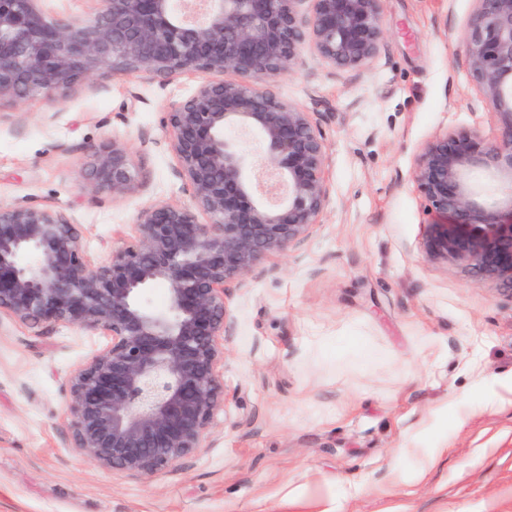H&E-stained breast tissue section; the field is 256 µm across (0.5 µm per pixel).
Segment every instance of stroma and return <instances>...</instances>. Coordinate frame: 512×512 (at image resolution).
<instances>
[{
  "label": "stroma",
  "instance_id": "stroma-1",
  "mask_svg": "<svg viewBox=\"0 0 512 512\" xmlns=\"http://www.w3.org/2000/svg\"><path fill=\"white\" fill-rule=\"evenodd\" d=\"M472 0H383L362 69L312 53L275 94L321 129L328 199L300 243L227 283L226 401L201 449L149 477L69 434L68 378L106 339L0 317V512H512V301L423 251L420 147L500 126L460 48ZM197 75L100 74L0 102V205L65 210L90 258L189 193L166 112ZM129 147L134 190L93 191L92 146Z\"/></svg>",
  "mask_w": 512,
  "mask_h": 512
}]
</instances>
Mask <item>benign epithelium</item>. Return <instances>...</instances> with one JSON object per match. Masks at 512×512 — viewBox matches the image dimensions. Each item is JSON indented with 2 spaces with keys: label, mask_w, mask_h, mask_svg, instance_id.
I'll list each match as a JSON object with an SVG mask.
<instances>
[{
  "label": "benign epithelium",
  "mask_w": 512,
  "mask_h": 512,
  "mask_svg": "<svg viewBox=\"0 0 512 512\" xmlns=\"http://www.w3.org/2000/svg\"><path fill=\"white\" fill-rule=\"evenodd\" d=\"M43 2L0 0V101L51 98L102 73L207 76L165 120L189 202L143 208L103 261L64 210L0 205V315L108 338L68 380L72 442L105 470L151 476L202 447L224 407L226 284L304 240L326 207L322 132L270 85L306 51L339 71L367 66L384 37L382 0H97L77 19ZM474 2L462 55L501 135L433 136L413 180L433 216L427 257L512 300V0ZM237 129L262 137L257 184L227 138ZM136 180L127 146L90 151L96 190L119 197ZM155 285L162 309L141 301Z\"/></svg>",
  "instance_id": "7a95c632"
}]
</instances>
